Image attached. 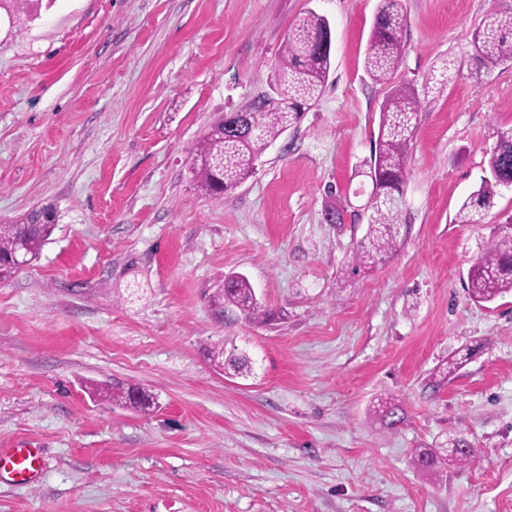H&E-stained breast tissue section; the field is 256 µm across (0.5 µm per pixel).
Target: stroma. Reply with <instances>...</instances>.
<instances>
[{
    "label": "stroma",
    "mask_w": 512,
    "mask_h": 512,
    "mask_svg": "<svg viewBox=\"0 0 512 512\" xmlns=\"http://www.w3.org/2000/svg\"><path fill=\"white\" fill-rule=\"evenodd\" d=\"M379 0H0V218L54 204L36 261L0 278V448H42L0 512H512V292L467 274L512 217L499 189L458 223L512 128V64L477 70L473 33L512 0H402L387 83L364 56ZM332 30L325 90L221 197L191 174L225 113L270 94L290 27ZM453 60L442 90L424 88ZM422 94L395 252L355 272L379 110ZM346 200L355 220L329 224ZM248 277L272 321L218 316ZM249 373L207 358L218 342ZM463 366L434 386L450 357ZM118 386L149 409L102 396ZM399 398L386 428L370 410ZM463 439L474 459L416 469ZM381 421L387 428L394 429L403 420V408L399 399L395 397L381 398L379 401Z\"/></svg>",
    "instance_id": "1"
}]
</instances>
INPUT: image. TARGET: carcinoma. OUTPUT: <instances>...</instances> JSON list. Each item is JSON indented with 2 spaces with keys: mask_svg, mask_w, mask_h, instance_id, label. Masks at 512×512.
<instances>
[{
  "mask_svg": "<svg viewBox=\"0 0 512 512\" xmlns=\"http://www.w3.org/2000/svg\"><path fill=\"white\" fill-rule=\"evenodd\" d=\"M406 17L401 0H381L374 16L365 68L377 83L386 82L398 67L403 48L402 34ZM331 35L327 20L313 12L301 17L288 31L274 86L277 96L270 104L253 103L242 112L245 124L235 130L221 121L210 127L192 158V174L197 187L206 195H220L237 188L251 174L253 162L276 141L288 127L301 119L326 87L331 52H306L303 47L312 41H323ZM481 67L512 61V13L489 15L473 34ZM421 99L418 95L398 92L385 100L378 125L374 153L367 162L375 177L378 191L369 199V222L366 242L360 245L357 268L373 264L396 250L404 212V177L410 145L418 125ZM490 176L482 179L477 190L460 205L457 222H482L485 208L497 189L512 186V129L498 134L488 160ZM57 219L56 207L45 205L22 217L0 222V274L16 270L12 257L18 246H24L27 263L36 260L49 240ZM470 297L478 303H489L499 295L512 292V227H505L487 252L471 266L468 274ZM214 305L224 310H238L248 320L262 316L254 290L243 275L224 280V288ZM210 359L223 367L239 372L245 369L246 358L226 351L217 344ZM124 403L145 410L150 402L138 392L117 394ZM383 424L394 429L403 420L399 399L387 397L379 401ZM475 452L456 448H418L414 463L425 469H447L448 464L471 461Z\"/></svg>",
  "mask_w": 512,
  "mask_h": 512,
  "instance_id": "obj_1",
  "label": "carcinoma"
}]
</instances>
